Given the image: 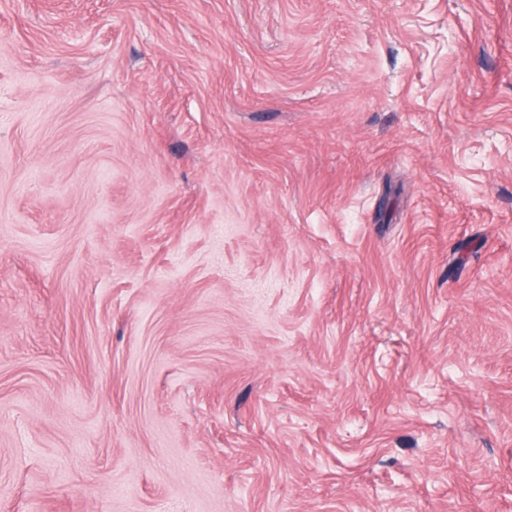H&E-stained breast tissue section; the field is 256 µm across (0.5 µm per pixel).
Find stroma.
I'll return each instance as SVG.
<instances>
[{
  "label": "stroma",
  "instance_id": "35a3bbf8",
  "mask_svg": "<svg viewBox=\"0 0 512 512\" xmlns=\"http://www.w3.org/2000/svg\"><path fill=\"white\" fill-rule=\"evenodd\" d=\"M0 512H512V0H0Z\"/></svg>",
  "mask_w": 512,
  "mask_h": 512
}]
</instances>
